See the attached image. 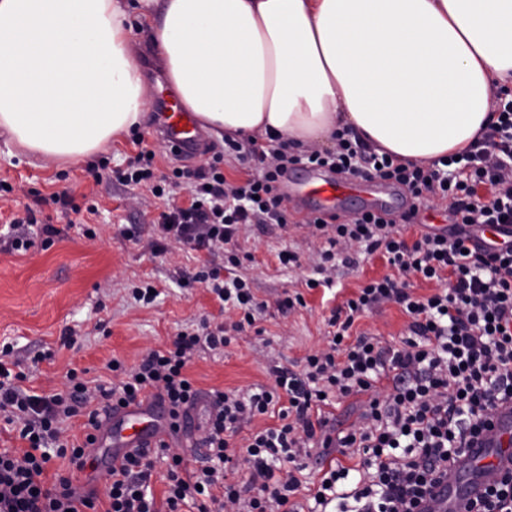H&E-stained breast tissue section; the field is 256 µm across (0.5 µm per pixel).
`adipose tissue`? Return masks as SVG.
Instances as JSON below:
<instances>
[{"label":"adipose tissue","mask_w":512,"mask_h":512,"mask_svg":"<svg viewBox=\"0 0 512 512\" xmlns=\"http://www.w3.org/2000/svg\"><path fill=\"white\" fill-rule=\"evenodd\" d=\"M139 28L185 108L231 138L350 132L429 165L512 87V0H0V135L76 164L140 125Z\"/></svg>","instance_id":"adipose-tissue-1"}]
</instances>
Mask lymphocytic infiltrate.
<instances>
[{
	"mask_svg": "<svg viewBox=\"0 0 512 512\" xmlns=\"http://www.w3.org/2000/svg\"><path fill=\"white\" fill-rule=\"evenodd\" d=\"M258 165L259 172L237 185L224 176L225 157ZM156 154L141 149L126 168L109 169L106 158L91 161L95 182L145 186L166 204L143 242L160 256L170 246L223 252L228 266L240 264L232 242L252 225L286 227L288 209L280 182L294 166L306 163L337 174L380 179L407 190L418 201L451 200L455 228L419 232L413 241L397 235L393 221L366 212L347 223L322 217L308 220L321 245L311 255L319 273L307 288L331 286L335 264L354 265L360 246L382 252L391 274L370 281L334 312L336 329L325 347L308 354L299 369L270 365L271 386L257 391L212 392L207 417L205 464L187 472L180 455L168 448L129 457L123 473L110 474L103 490L84 495L75 472L92 457L85 441L65 435L66 422L84 417L92 429L101 406L136 402L148 391L163 395L171 415L191 405L198 390L186 370L195 354L230 342L229 331L254 325L256 303L243 278L225 283L220 268L203 281L224 302L241 311L231 327L178 332L170 347L150 348L139 362L111 359V384L88 386L69 370L62 390L39 394L22 388L25 378L11 360L10 346L0 347V420L17 429L25 447L0 450V512H305L298 496L302 481L291 463L339 455L341 463L325 471L313 495L317 512H418L435 475L463 452L468 436L478 434L499 404L512 400V241L482 242L472 225L512 226V99L499 105L498 122L473 151L456 160L457 176L439 168L401 164L378 155L363 141L337 137L334 150L302 155L287 142L266 147L249 139H225L223 151L204 164L172 167L155 178ZM491 187L480 201L478 184ZM187 190L189 205L176 201ZM47 238L61 231L38 223L34 211L12 219L0 234V251H26L33 245L30 226ZM445 281L427 297L414 296L409 276ZM395 303L411 319L409 334L397 348L377 337L351 336L354 322L374 308ZM389 379L387 393L377 389ZM367 395L357 424L337 429L325 415L336 399ZM277 409L279 425L251 434L245 448L232 440L255 417ZM168 458L167 483L155 496L151 479L155 457ZM68 460L67 473H49L53 459ZM247 463L249 476L228 480L226 469Z\"/></svg>",
	"mask_w": 512,
	"mask_h": 512,
	"instance_id": "obj_1",
	"label": "lymphocytic infiltrate"
}]
</instances>
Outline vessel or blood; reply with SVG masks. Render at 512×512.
<instances>
[{
  "label": "vessel or blood",
  "mask_w": 512,
  "mask_h": 512,
  "mask_svg": "<svg viewBox=\"0 0 512 512\" xmlns=\"http://www.w3.org/2000/svg\"><path fill=\"white\" fill-rule=\"evenodd\" d=\"M161 138L184 153L199 155L204 148L200 126L175 97L157 102ZM356 183L340 178L313 179L302 190L308 213H335L342 199L356 191ZM211 408L204 395L189 406L182 418V434L193 447H201L205 438L202 416ZM168 405L157 394L145 393L138 403L114 406L106 414L91 446L92 455L108 451L110 468L120 471L128 453L137 448H157L169 442ZM512 475V402H501L490 429L473 437L464 455L459 457L432 489L442 512H462L467 502L482 497L489 487Z\"/></svg>",
  "instance_id": "obj_1"
}]
</instances>
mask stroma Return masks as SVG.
I'll use <instances>...</instances> for the list:
<instances>
[{
  "instance_id": "1",
  "label": "stroma",
  "mask_w": 512,
  "mask_h": 512,
  "mask_svg": "<svg viewBox=\"0 0 512 512\" xmlns=\"http://www.w3.org/2000/svg\"><path fill=\"white\" fill-rule=\"evenodd\" d=\"M140 132L143 144H135L128 135L103 148L111 168L125 167L144 146L155 151L158 173H168V150L156 132L154 111H147ZM1 179L12 190L0 195V227L24 216L39 195L47 198L66 190L81 208L76 226L70 228L55 205H36L56 227L66 228V235L47 246L35 244L24 253L0 252V346H12L13 358L20 360L27 375L26 387L40 393L60 390L72 368L84 371L86 380L108 383L110 359L132 364L146 349L169 344L180 330L238 319L236 309L194 280L204 263H223L222 255L175 247L154 256L123 236L126 228L143 237L150 233L151 220L163 202L149 192H142L141 203H134L132 190L95 184L85 165L42 160L3 136ZM93 202L98 203L99 212L91 216L86 207ZM84 221L95 229V240L83 236L80 224ZM304 235L303 229L292 225L285 230L253 227L240 237L243 264L224 277H247L256 300L265 308L255 328L224 349L195 356L188 374L199 389L245 391L270 385L269 362L291 368L324 346L333 309L364 283L390 271L382 253L362 254L356 266L338 268L332 289H306V280L314 275L312 267L305 264L288 270L280 268L277 260L279 250ZM144 281L153 282L159 291L149 306L136 303L130 295L131 286ZM296 291L303 293L304 306L292 310L278 306V299ZM408 324L402 308L388 304L358 320L354 330L395 347L407 335ZM67 329L74 339L69 346L61 341ZM47 347L55 353L53 360L36 362V355Z\"/></svg>"
}]
</instances>
